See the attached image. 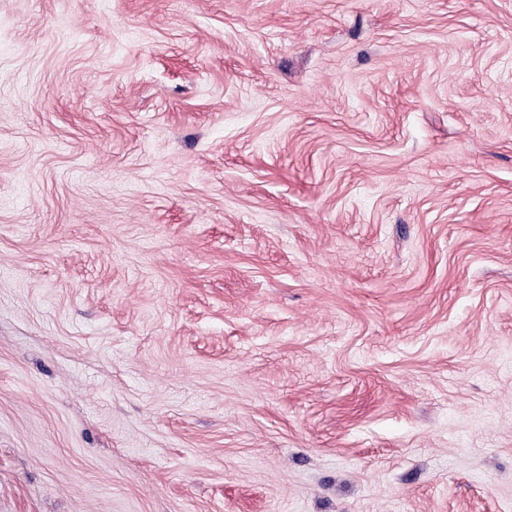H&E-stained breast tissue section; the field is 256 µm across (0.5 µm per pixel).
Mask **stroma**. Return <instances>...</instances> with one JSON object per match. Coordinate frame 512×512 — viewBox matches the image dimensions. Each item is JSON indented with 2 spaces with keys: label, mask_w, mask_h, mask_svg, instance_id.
Returning <instances> with one entry per match:
<instances>
[{
  "label": "stroma",
  "mask_w": 512,
  "mask_h": 512,
  "mask_svg": "<svg viewBox=\"0 0 512 512\" xmlns=\"http://www.w3.org/2000/svg\"><path fill=\"white\" fill-rule=\"evenodd\" d=\"M0 512H512V0H0Z\"/></svg>",
  "instance_id": "stroma-1"
}]
</instances>
